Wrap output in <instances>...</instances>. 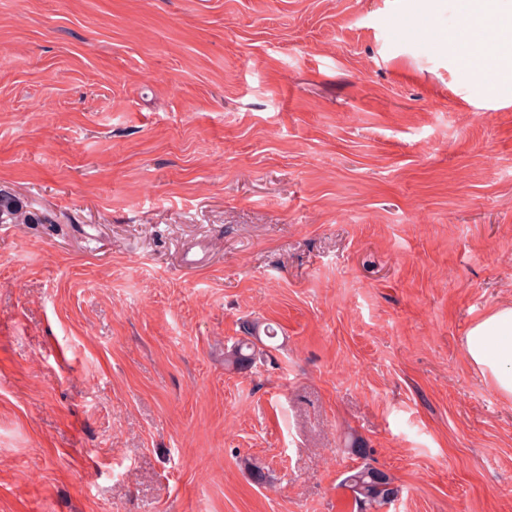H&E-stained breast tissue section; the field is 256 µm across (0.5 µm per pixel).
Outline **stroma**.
Segmentation results:
<instances>
[{"mask_svg":"<svg viewBox=\"0 0 512 512\" xmlns=\"http://www.w3.org/2000/svg\"><path fill=\"white\" fill-rule=\"evenodd\" d=\"M429 24L0 0V189L58 218L0 223V512H357L365 462L381 512H512V401L461 348L512 305V102ZM252 319L277 351L226 368ZM341 487L349 492L360 511L389 504L398 493L392 480L369 463L348 471L341 482Z\"/></svg>","mask_w":512,"mask_h":512,"instance_id":"1","label":"stroma"}]
</instances>
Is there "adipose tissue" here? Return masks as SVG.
<instances>
[{
  "label": "adipose tissue",
  "mask_w": 512,
  "mask_h": 512,
  "mask_svg": "<svg viewBox=\"0 0 512 512\" xmlns=\"http://www.w3.org/2000/svg\"><path fill=\"white\" fill-rule=\"evenodd\" d=\"M400 9L437 19L453 13L441 32L442 48L467 90L492 100L512 99V0H398ZM464 353L505 400H512V306L474 320Z\"/></svg>",
  "instance_id": "obj_1"
}]
</instances>
